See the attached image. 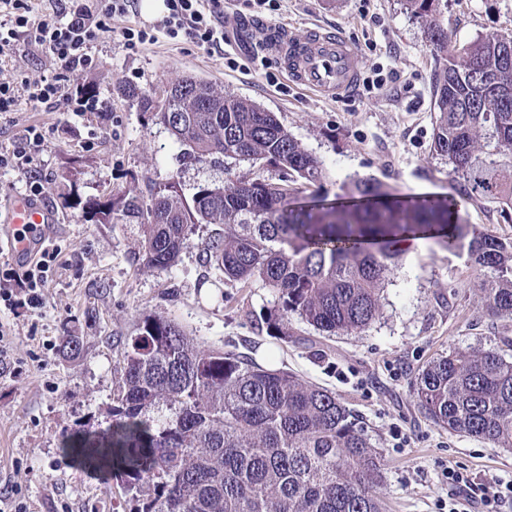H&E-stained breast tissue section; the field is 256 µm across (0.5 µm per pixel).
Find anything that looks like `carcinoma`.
Segmentation results:
<instances>
[{"label":"carcinoma","instance_id":"obj_1","mask_svg":"<svg viewBox=\"0 0 512 512\" xmlns=\"http://www.w3.org/2000/svg\"><path fill=\"white\" fill-rule=\"evenodd\" d=\"M443 60L434 76L431 150L448 159L456 197H401L374 179L346 193L364 205L298 206L290 183H321L324 162L274 113L183 76L156 101L131 92L197 164L263 160L278 177L205 183L185 202L177 183L147 202L125 197L140 225L134 261L173 266L194 226L211 227L202 263L245 288L262 281L278 307L268 327L288 339V315L329 335L360 331L379 310L398 259L388 236L420 227L482 275V306L512 320V239L470 224L458 201L512 206V71L502 48L512 32L451 40L443 0H405ZM418 407L434 424L512 448V360L496 349H453L416 382ZM104 429L66 437L79 462L109 469L136 491L135 512H385L376 489L383 462L364 427L335 394L247 356L204 347L172 319L137 325Z\"/></svg>","mask_w":512,"mask_h":512}]
</instances>
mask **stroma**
Segmentation results:
<instances>
[{
  "instance_id": "stroma-1",
  "label": "stroma",
  "mask_w": 512,
  "mask_h": 512,
  "mask_svg": "<svg viewBox=\"0 0 512 512\" xmlns=\"http://www.w3.org/2000/svg\"><path fill=\"white\" fill-rule=\"evenodd\" d=\"M220 9L228 42L219 50L161 37L131 51L118 30L155 23L161 13H147L138 2L114 18V36L94 48L96 70L65 76L66 86L104 99L107 111L71 117L22 92L12 111L0 113V146L31 125L44 127L48 139L31 169H0V205L24 193L30 178L45 180L44 200L56 216L52 239L62 248L42 311L9 319L10 356L23 371L0 373V487L17 485L26 512H133L134 494L120 479L80 464L60 442L107 426L126 343L143 316L156 314L202 345L245 353L336 394L384 459L379 493L387 512H448L447 465L477 478L512 476V449L439 427L417 406L418 373L450 349L494 347L512 355V320L485 312L481 277L464 257L425 239L421 248L403 250L365 331L328 337L295 317V334L283 341L266 325L277 304L270 288L259 280L245 288L226 283L202 265L208 226H195L175 266L148 269L132 260L139 225L117 214L107 222L91 210L128 193L150 199L154 187L170 181L189 199L198 185L221 183L228 167L274 176L262 161L231 159L220 167L183 160L168 131L124 94L128 88L159 94L186 74L275 113L323 160L327 179L322 187L302 188L301 197L332 199L342 186L369 177L410 194L451 192L448 162L430 150L439 59L404 0H279L276 10L263 13V20L300 35L316 25L337 28L356 43L364 63L396 74L382 90L361 89L340 100L288 83L275 59L253 61L250 49L235 41L237 19L252 14L245 0H222ZM448 26L459 43L512 32V0H448ZM228 54L237 67L226 64ZM54 69L49 56L21 39L0 63V80L20 74L35 80ZM92 131L97 144L87 151L82 143ZM466 211L469 223L512 237V207L471 202ZM69 336L79 339V354L64 351ZM42 352L47 361L33 365L32 356Z\"/></svg>"
}]
</instances>
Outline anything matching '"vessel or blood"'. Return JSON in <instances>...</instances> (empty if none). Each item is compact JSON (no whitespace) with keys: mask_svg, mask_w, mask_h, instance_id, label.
<instances>
[{"mask_svg":"<svg viewBox=\"0 0 512 512\" xmlns=\"http://www.w3.org/2000/svg\"><path fill=\"white\" fill-rule=\"evenodd\" d=\"M239 30L242 38L274 57L297 85L336 99L354 94L360 85L362 58L338 30L313 27L300 37L286 27L249 21L240 24ZM0 217L11 230L26 232L24 240L10 243L19 256L44 240L48 224L54 221L48 207L25 195L15 196Z\"/></svg>","mask_w":512,"mask_h":512,"instance_id":"vessel-or-blood-1","label":"vessel or blood"}]
</instances>
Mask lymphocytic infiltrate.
Returning <instances> with one entry per match:
<instances>
[{
  "label": "lymphocytic infiltrate",
  "mask_w": 512,
  "mask_h": 512,
  "mask_svg": "<svg viewBox=\"0 0 512 512\" xmlns=\"http://www.w3.org/2000/svg\"><path fill=\"white\" fill-rule=\"evenodd\" d=\"M134 0H71L63 20L36 18L29 0H0V58L8 55L18 34H25L29 43L48 55L58 67V74L37 80L21 78L19 83L0 82V112L11 111L17 90H24L29 100L46 108L64 109L80 117L88 112H104L105 101L88 96L81 87H65L61 72L91 71L97 66L93 47L111 36L114 18L127 15ZM165 15L155 27H127L120 36L126 49L155 41L157 34L169 39L186 38L197 45L212 48L224 40V24L217 11H205L201 0H164ZM47 142L43 127H27L12 149L0 151V169L22 171L32 162L34 154ZM61 252L57 244L43 245L19 264H0V308L9 312L18 309H42L43 288L55 272ZM449 483L464 491L465 500H451L448 512H468L466 500L479 501L484 512H499L505 503H512V478L493 476L475 482L467 473L447 467Z\"/></svg>",
  "instance_id": "f902f5d3"
}]
</instances>
